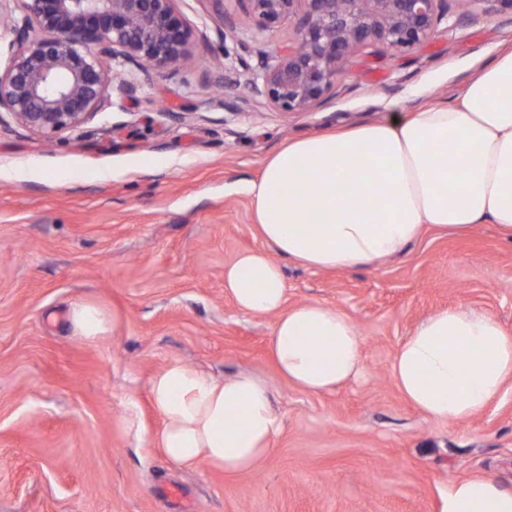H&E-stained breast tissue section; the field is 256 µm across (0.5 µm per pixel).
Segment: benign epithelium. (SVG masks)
Listing matches in <instances>:
<instances>
[{"label":"benign epithelium","instance_id":"7a95c632","mask_svg":"<svg viewBox=\"0 0 512 512\" xmlns=\"http://www.w3.org/2000/svg\"><path fill=\"white\" fill-rule=\"evenodd\" d=\"M22 16L0 11L12 54L0 72V123L55 137L130 98L121 70L174 69L193 32L176 0H21ZM259 32L289 23L288 44L252 70L245 86L283 113L309 112L336 88L353 54L367 46L412 51L429 40L448 0H240ZM467 14L510 15L512 0H466Z\"/></svg>","mask_w":512,"mask_h":512}]
</instances>
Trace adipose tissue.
Listing matches in <instances>:
<instances>
[{
  "label": "adipose tissue",
  "mask_w": 512,
  "mask_h": 512,
  "mask_svg": "<svg viewBox=\"0 0 512 512\" xmlns=\"http://www.w3.org/2000/svg\"><path fill=\"white\" fill-rule=\"evenodd\" d=\"M247 191L268 248L226 266L224 292L245 314L274 316L269 347L281 377L307 392L333 390L361 371L359 330L337 307L287 306L280 258L345 271L398 253L427 225L465 233L492 224L512 243V49L481 68L454 105L289 140ZM68 319L90 343L119 326L93 301L72 304ZM391 375L418 412L455 425L512 381V336L490 313L446 309L414 328ZM149 394L160 418L153 442L178 468L254 470L283 428L269 386L251 374L220 380L172 361L150 378ZM445 512H512V489L456 481Z\"/></svg>",
  "instance_id": "adipose-tissue-1"
}]
</instances>
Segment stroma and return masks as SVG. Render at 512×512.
I'll return each instance as SVG.
<instances>
[{
    "label": "stroma",
    "instance_id": "1",
    "mask_svg": "<svg viewBox=\"0 0 512 512\" xmlns=\"http://www.w3.org/2000/svg\"><path fill=\"white\" fill-rule=\"evenodd\" d=\"M195 33L174 70L134 71L136 92L53 142L0 127V512H444L449 486L512 488V381L481 414L448 425L409 405L394 354L429 315L470 307L512 335V243L494 225L425 229L399 254L346 271L281 260L288 303L337 306L359 329L362 376L303 391L278 373L273 316L239 311L224 268L264 248L246 187L288 140L453 105L476 70L512 47V19L448 15L412 51L360 49L332 96L283 114L243 88L287 27L256 33L239 0H178ZM225 43L222 69L208 48ZM115 312L91 345L73 303ZM179 360L215 377L252 373L284 418L273 454L229 475L171 465L123 429L135 399L159 421L150 377Z\"/></svg>",
    "mask_w": 512,
    "mask_h": 512
}]
</instances>
